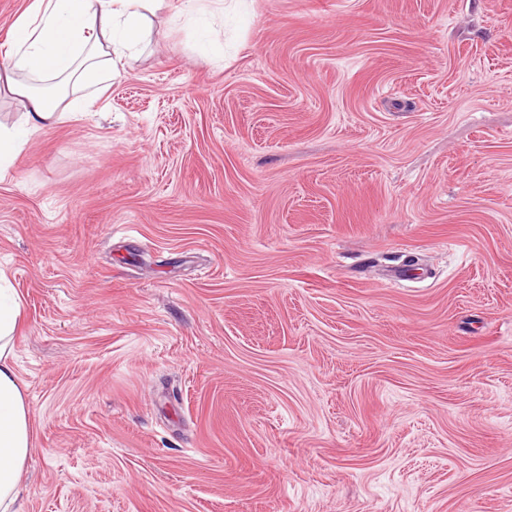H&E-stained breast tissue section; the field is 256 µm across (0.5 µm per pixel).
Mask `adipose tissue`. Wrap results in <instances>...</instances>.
Segmentation results:
<instances>
[{"mask_svg":"<svg viewBox=\"0 0 512 512\" xmlns=\"http://www.w3.org/2000/svg\"><path fill=\"white\" fill-rule=\"evenodd\" d=\"M170 0H33L15 24L0 93L24 109L26 124L0 125V171L25 148L31 133L91 106L85 89L120 77V63L149 32ZM21 304L0 274V512H17L20 476L32 447L30 410L12 364Z\"/></svg>","mask_w":512,"mask_h":512,"instance_id":"1","label":"adipose tissue"}]
</instances>
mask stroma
Segmentation results:
<instances>
[{
    "label": "stroma",
    "instance_id": "35a3bbf8",
    "mask_svg": "<svg viewBox=\"0 0 512 512\" xmlns=\"http://www.w3.org/2000/svg\"><path fill=\"white\" fill-rule=\"evenodd\" d=\"M0 272L21 512H512V0H172Z\"/></svg>",
    "mask_w": 512,
    "mask_h": 512
}]
</instances>
